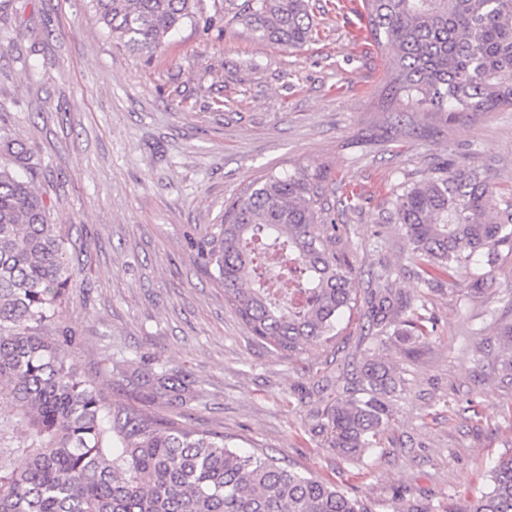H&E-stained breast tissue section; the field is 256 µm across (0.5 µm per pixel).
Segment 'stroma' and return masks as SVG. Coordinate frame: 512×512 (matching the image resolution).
Instances as JSON below:
<instances>
[{
    "mask_svg": "<svg viewBox=\"0 0 512 512\" xmlns=\"http://www.w3.org/2000/svg\"><path fill=\"white\" fill-rule=\"evenodd\" d=\"M309 4L315 34L300 50L253 36L239 19L245 0H218L212 25L186 23L149 56L113 38L89 0H7L0 124L40 159L33 185L52 222L69 227L83 274L63 321L110 402L224 431L373 512L415 501L463 512L485 472L512 453L502 415L512 376L497 334L512 305L502 293L471 295L464 280L426 293L434 334L414 360L378 348L406 383L379 448L352 462L326 447L319 424L374 347L357 318L338 347L285 357L253 341L188 245L254 179L326 165L351 261L391 266L395 288L413 295L422 291L409 243L385 221L393 186L449 159L512 188L511 109L397 116L391 61L361 0ZM158 362L188 385L187 401L156 395L148 372Z\"/></svg>",
    "mask_w": 512,
    "mask_h": 512,
    "instance_id": "1",
    "label": "stroma"
}]
</instances>
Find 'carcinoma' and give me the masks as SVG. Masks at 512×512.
<instances>
[{
  "label": "carcinoma",
  "instance_id": "1",
  "mask_svg": "<svg viewBox=\"0 0 512 512\" xmlns=\"http://www.w3.org/2000/svg\"><path fill=\"white\" fill-rule=\"evenodd\" d=\"M110 34L154 53L203 0H91ZM242 20L260 40L301 49L313 40L307 0H247ZM371 35L392 53L388 84L421 112L512 107V0H362ZM39 162L0 126V512H373L335 483L246 452L222 431L199 430L134 407L114 408L81 372L75 332L61 321L68 287L66 225L33 187ZM330 170L296 166L255 180L224 209L217 232L193 244L253 339L291 357L330 345L359 312L377 345L427 340L426 296L393 292V272L370 273L359 294L343 227L331 216ZM424 287L467 278L481 295L512 249V192L446 160L390 192ZM358 388L325 406L327 447L360 462L378 447L403 380L372 352ZM158 389L181 390L165 367ZM461 512H512V454L500 458Z\"/></svg>",
  "mask_w": 512,
  "mask_h": 512
}]
</instances>
